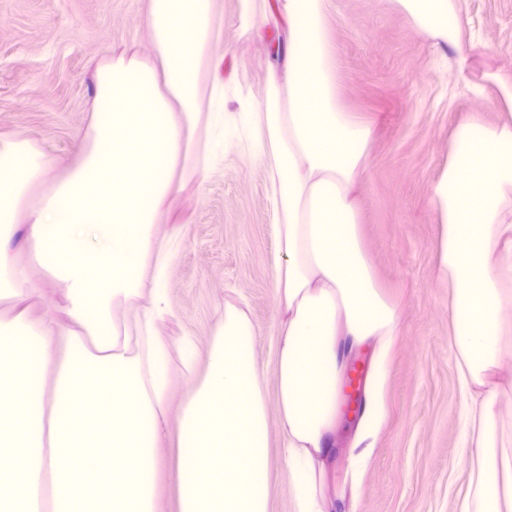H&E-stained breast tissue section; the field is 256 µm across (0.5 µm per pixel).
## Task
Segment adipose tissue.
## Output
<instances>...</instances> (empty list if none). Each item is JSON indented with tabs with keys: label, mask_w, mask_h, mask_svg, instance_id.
Wrapping results in <instances>:
<instances>
[{
	"label": "adipose tissue",
	"mask_w": 512,
	"mask_h": 512,
	"mask_svg": "<svg viewBox=\"0 0 512 512\" xmlns=\"http://www.w3.org/2000/svg\"><path fill=\"white\" fill-rule=\"evenodd\" d=\"M331 0H278L282 39L268 53V88L229 115L222 0H147L148 56L99 62L77 163L20 134L0 136V507L32 512H158V480L175 466L177 512H268L269 425L257 329L228 305L209 343L161 331L175 309L167 288L171 238L162 213L188 179L205 182L235 117L267 165L272 279L280 317L276 384L293 512H343L326 491L347 353L395 335L352 198L366 171L370 126L336 92ZM419 30L449 45L461 25L452 0H399ZM205 123L202 152L185 133ZM440 234L436 274L448 285L449 345L472 445L459 512H512V119L472 116L448 142L431 189ZM53 281L58 317L37 318L42 295L15 256L18 225ZM195 387L171 403L172 363ZM176 421L174 447L165 428Z\"/></svg>",
	"instance_id": "adipose-tissue-1"
}]
</instances>
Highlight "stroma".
I'll list each match as a JSON object with an SVG mask.
<instances>
[{"label":"stroma","instance_id":"1","mask_svg":"<svg viewBox=\"0 0 512 512\" xmlns=\"http://www.w3.org/2000/svg\"><path fill=\"white\" fill-rule=\"evenodd\" d=\"M271 0H253L242 21L224 0L221 76L230 103L262 97L267 41L278 28ZM461 46L419 32L397 0H331L329 41L346 110L372 124L367 169L356 199L364 249L399 329L352 354L363 371L362 402L381 409L365 429L342 418L327 469L330 495L346 512H453L463 427L456 357L448 346V286L434 275L439 226L431 186L448 161V139L462 119L503 120L487 71L512 80V0H460ZM145 0H0V134H21L55 157L76 161L93 95L96 64L129 45ZM466 54L465 71L456 59ZM263 161L251 158L238 124L224 128V153L203 189L187 186L158 225L175 234L169 288L176 309L162 330L207 339L225 305L244 308L259 329L256 355L266 373L270 431L269 512H293L276 403L277 248Z\"/></svg>","mask_w":512,"mask_h":512}]
</instances>
